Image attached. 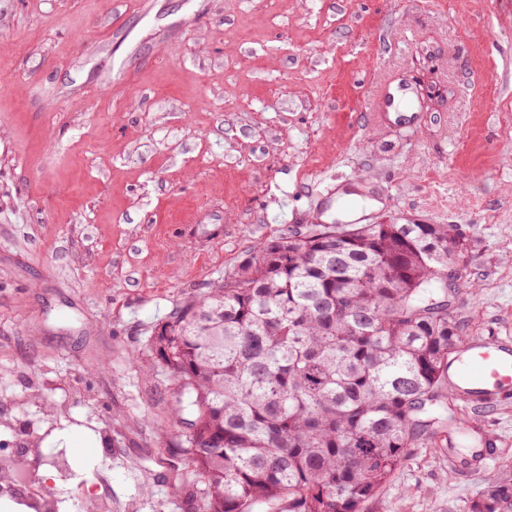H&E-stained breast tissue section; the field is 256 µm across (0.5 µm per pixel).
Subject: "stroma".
Here are the masks:
<instances>
[{
	"instance_id": "obj_1",
	"label": "stroma",
	"mask_w": 512,
	"mask_h": 512,
	"mask_svg": "<svg viewBox=\"0 0 512 512\" xmlns=\"http://www.w3.org/2000/svg\"><path fill=\"white\" fill-rule=\"evenodd\" d=\"M433 91L417 129L381 84ZM354 186L371 224H457L454 311L512 340V0H0V448L80 425L62 512H192L151 337ZM493 456L411 449L365 512H467L512 465V397L459 405ZM376 111L380 116L387 117L395 112L398 122L410 126L413 124V115L406 112H419L413 88L406 82L389 83L383 87L376 101Z\"/></svg>"
}]
</instances>
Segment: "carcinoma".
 <instances>
[{
  "label": "carcinoma",
  "instance_id": "carcinoma-1",
  "mask_svg": "<svg viewBox=\"0 0 512 512\" xmlns=\"http://www.w3.org/2000/svg\"><path fill=\"white\" fill-rule=\"evenodd\" d=\"M455 224H310L260 244L153 336L196 512H364L409 449L443 435L464 338ZM468 512H512L490 475Z\"/></svg>",
  "mask_w": 512,
  "mask_h": 512
}]
</instances>
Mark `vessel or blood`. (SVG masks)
<instances>
[{"label": "vessel or blood", "instance_id": "vessel-or-blood-1", "mask_svg": "<svg viewBox=\"0 0 512 512\" xmlns=\"http://www.w3.org/2000/svg\"><path fill=\"white\" fill-rule=\"evenodd\" d=\"M417 109L414 90L405 82L387 84L376 101L380 116L396 115L406 126ZM448 381L467 403L492 404L512 396V343L469 339L449 355Z\"/></svg>", "mask_w": 512, "mask_h": 512}]
</instances>
